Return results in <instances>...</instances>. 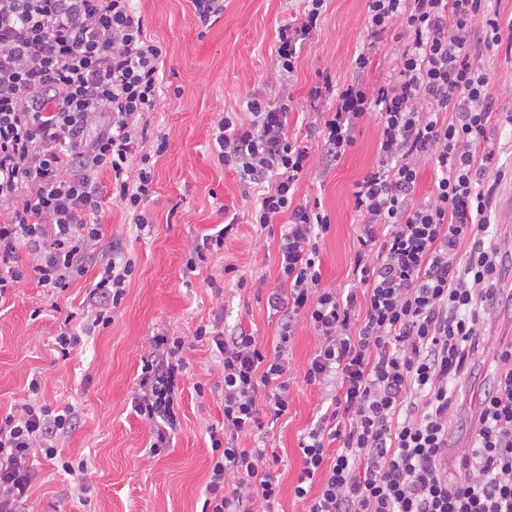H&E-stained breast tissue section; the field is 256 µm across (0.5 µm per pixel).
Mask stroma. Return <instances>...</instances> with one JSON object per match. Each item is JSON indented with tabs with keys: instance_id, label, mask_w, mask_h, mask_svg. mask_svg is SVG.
Wrapping results in <instances>:
<instances>
[{
	"instance_id": "obj_1",
	"label": "stroma",
	"mask_w": 512,
	"mask_h": 512,
	"mask_svg": "<svg viewBox=\"0 0 512 512\" xmlns=\"http://www.w3.org/2000/svg\"><path fill=\"white\" fill-rule=\"evenodd\" d=\"M147 35L161 44L162 98L149 115L146 141L140 152L154 153L157 134L167 137L165 153L154 165V195L147 209L153 222L149 234L139 233L129 215L112 198L111 177L101 174L102 232L122 239L136 271L112 323L83 338L69 355H61L55 337L66 314L81 312L95 277L88 272L58 293L29 280L0 301V417L30 399L31 378L41 382L40 399L51 407L70 404L79 414L75 430L59 441L63 458L84 462L81 480L61 471L56 461L38 455L31 464L39 479L23 512H202L212 461L208 428L222 426L224 405L212 388L222 379L208 343L192 341L201 325L223 317L275 346L278 317L266 305L265 292L282 287L278 245L283 223L257 231L248 222L253 199L244 197L239 179L218 167L209 149L220 114L243 111L250 93L263 90L278 96L274 65L277 29L295 19L300 0H224V13L202 25L191 0H138ZM366 0H328L323 23L302 51L290 81L294 109L288 117L291 136L305 139L308 93L320 71L336 83L349 74L352 57L369 43L365 28ZM400 30L391 27L372 53L369 80L387 81L397 73ZM480 65L495 95L490 137L503 176L487 179L490 239L503 264L496 299L485 311L483 353L459 381L458 405L451 418L449 444L468 446L479 396L494 384V354L512 346V47L500 44L484 51ZM379 129L375 116L362 119L356 144L335 170L324 177L300 180L298 203L320 200L331 228L320 244L323 285H351V262L357 246L359 220L351 191L375 160ZM237 220L235 236L214 254L208 272L231 265L239 273L262 278L261 289L239 290L227 279L223 296L212 295L206 272L185 266L189 241L213 233L219 224ZM189 338L185 359L189 377L178 403L181 427L160 455L149 452L151 434L132 410L130 399L140 373V358L153 334ZM319 338L309 324L297 329L288 350L289 411L263 429L246 436L245 446H259L281 459L278 512H305L294 495L300 474L298 441L332 402L333 388L313 386L304 372Z\"/></svg>"
}]
</instances>
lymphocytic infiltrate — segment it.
Instances as JSON below:
<instances>
[{
  "label": "lymphocytic infiltrate",
  "instance_id": "lymphocytic-infiltrate-1",
  "mask_svg": "<svg viewBox=\"0 0 512 512\" xmlns=\"http://www.w3.org/2000/svg\"><path fill=\"white\" fill-rule=\"evenodd\" d=\"M325 2L303 0L299 18L278 30V101L250 95L248 119L225 113L213 134L218 164L238 175L243 192L260 193L251 224L264 230L280 215L288 220L279 247L284 286L267 296L280 314L275 349L241 328L194 332L215 346L223 377L224 427L210 436L205 504L242 512L258 495L274 512L279 485L270 468L278 459L240 438L262 428L263 415L287 414L288 344L306 322L319 345L305 380L337 389L331 413L299 442L294 494L307 512H512L511 347L496 354L497 380L479 400L457 475L442 466L457 402L448 383L480 351L481 305L494 300L501 276L502 260L486 243L482 188L495 156L494 98L476 60L478 49L500 44V15L487 0H367L370 39L401 30L398 71L369 83L361 52L347 83L321 73L306 104L317 136L311 147L288 131V86ZM162 54L133 0H0V298L31 279L63 292L98 268L81 329L67 325L57 336L65 356L111 324L135 270L121 242L103 238L102 172L111 173L112 194L137 229L152 225L149 157L136 182L126 173L146 134L140 122L158 109ZM369 114L380 138L371 169L353 185L356 285L341 293L322 284L330 217L321 203L298 204L294 195L311 155L322 172L336 168ZM425 163L434 184L419 203ZM185 348L183 337L160 332L141 357L132 408L155 454L180 425ZM29 390L31 400L0 419V512H18L27 498L36 479L31 456L56 459L58 437L76 427L74 407L59 412L40 402L38 380Z\"/></svg>",
  "mask_w": 512,
  "mask_h": 512
}]
</instances>
